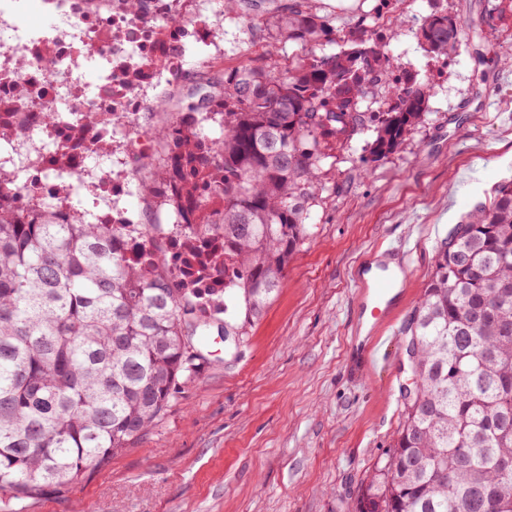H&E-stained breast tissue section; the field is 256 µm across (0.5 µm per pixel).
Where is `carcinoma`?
<instances>
[{"label":"carcinoma","instance_id":"carcinoma-1","mask_svg":"<svg viewBox=\"0 0 512 512\" xmlns=\"http://www.w3.org/2000/svg\"><path fill=\"white\" fill-rule=\"evenodd\" d=\"M316 0H288L245 17L276 42L307 53L218 70L209 94L157 112L223 107L224 128L155 125L179 147L140 184L147 198L176 187L193 201L187 265L225 276L223 295L175 283L160 247L136 263L123 230L95 220L63 224L50 207L23 215L0 187V512L63 494L146 436L202 353L207 312H224V340L245 346L310 235L326 150L367 130L365 163L398 153L427 117L430 86L394 75L388 36L363 19L340 51ZM462 23L434 12L421 48L448 58ZM381 88L383 112L361 100ZM112 119V104L75 116L76 131ZM405 335L412 383L393 445L369 475L355 512H512V179L499 183L441 243Z\"/></svg>","mask_w":512,"mask_h":512}]
</instances>
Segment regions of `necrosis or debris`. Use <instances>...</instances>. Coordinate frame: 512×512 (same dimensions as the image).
I'll list each match as a JSON object with an SVG mask.
<instances>
[{"instance_id": "1", "label": "necrosis or debris", "mask_w": 512, "mask_h": 512, "mask_svg": "<svg viewBox=\"0 0 512 512\" xmlns=\"http://www.w3.org/2000/svg\"><path fill=\"white\" fill-rule=\"evenodd\" d=\"M19 2L0 0V97L14 96L23 86L29 98L0 114V184L10 188L18 210L49 205L66 224L79 218L73 196L92 197L95 216L124 229L129 256L142 250L146 224L171 263H178L191 211L177 196L141 197L138 183L145 172L140 164L164 159L150 123L223 125L213 112L153 109L158 96L187 93L185 64L207 70L238 56L241 41L229 35L217 0H141L135 15L123 0H112L108 11L91 0H40L46 22L28 28L17 23ZM175 15L181 24L168 25ZM20 55L28 61L22 71L16 67ZM92 60L99 73L90 90L82 69ZM107 103L112 122L102 134L110 139L111 151L106 165L91 166L93 147L77 137L73 118ZM47 111L59 115L50 132L37 125L38 113ZM61 152L67 164H53Z\"/></svg>"}]
</instances>
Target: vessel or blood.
I'll return each mask as SVG.
<instances>
[{
  "label": "vessel or blood",
  "instance_id": "b4317fda",
  "mask_svg": "<svg viewBox=\"0 0 512 512\" xmlns=\"http://www.w3.org/2000/svg\"><path fill=\"white\" fill-rule=\"evenodd\" d=\"M354 285L358 297V318L368 317L373 321L374 334L362 345V353L368 363H384L386 340L382 332L390 327V313L398 305L401 295L396 292L394 280L385 267L374 272L368 266H359Z\"/></svg>",
  "mask_w": 512,
  "mask_h": 512
}]
</instances>
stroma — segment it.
<instances>
[{
  "mask_svg": "<svg viewBox=\"0 0 512 512\" xmlns=\"http://www.w3.org/2000/svg\"><path fill=\"white\" fill-rule=\"evenodd\" d=\"M337 33L362 17L396 18L388 54L431 84L427 120L400 152L364 165L365 136L333 149L311 235L244 347L217 333L163 420L132 450L65 495L26 512H355L366 476L392 446L407 382L406 338L387 367L356 349L353 274L388 264L406 243L409 267L395 315L405 326L449 229L512 178V0H320ZM456 16L461 45L426 56L417 29L429 14ZM376 25V32L384 27Z\"/></svg>",
  "mask_w": 512,
  "mask_h": 512,
  "instance_id": "35a3bbf8",
  "label": "stroma"
}]
</instances>
